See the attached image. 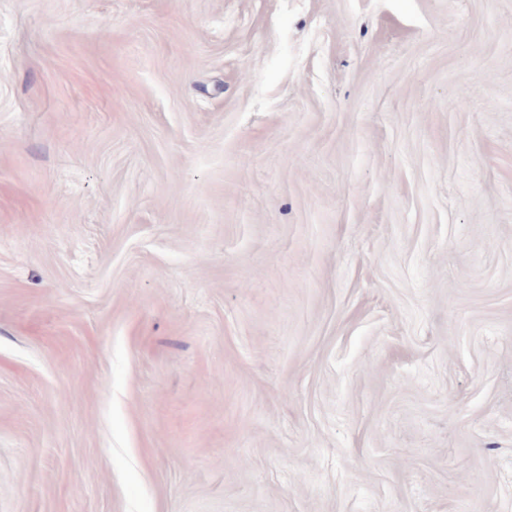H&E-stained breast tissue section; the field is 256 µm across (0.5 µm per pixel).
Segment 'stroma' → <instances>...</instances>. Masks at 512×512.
I'll return each instance as SVG.
<instances>
[{
	"instance_id": "stroma-1",
	"label": "stroma",
	"mask_w": 512,
	"mask_h": 512,
	"mask_svg": "<svg viewBox=\"0 0 512 512\" xmlns=\"http://www.w3.org/2000/svg\"><path fill=\"white\" fill-rule=\"evenodd\" d=\"M0 512H512V0H0Z\"/></svg>"
}]
</instances>
